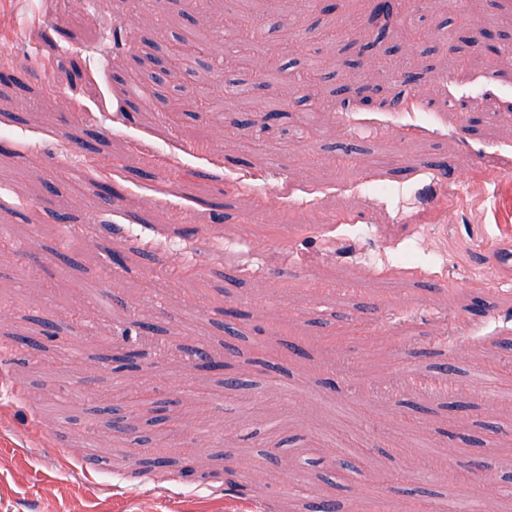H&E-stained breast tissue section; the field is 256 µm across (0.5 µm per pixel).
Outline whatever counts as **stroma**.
Instances as JSON below:
<instances>
[{
  "label": "stroma",
  "instance_id": "1",
  "mask_svg": "<svg viewBox=\"0 0 512 512\" xmlns=\"http://www.w3.org/2000/svg\"><path fill=\"white\" fill-rule=\"evenodd\" d=\"M464 8L473 28L451 31L448 0H405L424 34L408 62L390 42L367 44L385 23L368 0H342L332 16L313 0H106L101 16L87 0H68L64 13L55 0H0V50L12 59L0 67V300L13 303L0 336L42 343L25 363L0 360L14 389L0 395V512H304L285 492L286 468L333 456L342 423L360 436L353 471L335 488L306 479L344 512L395 500L400 472L408 487L448 493L447 475L430 466L448 451L442 432L477 431L482 416L448 413L411 378L429 374L428 353L447 335L475 373L456 380L459 399L481 402L476 386L491 379L512 387L498 346L512 338V274L498 271L512 250V56L475 44L485 24L512 33V0ZM247 12L265 18L261 42L225 40ZM56 26L69 39L53 37ZM327 28L344 39H322ZM145 32L181 39L191 69L146 83L132 110L123 83L154 52ZM71 57L82 75L62 91L50 61ZM276 57L321 63L305 135L299 112L268 128L230 122L263 95L223 93L225 59L247 82ZM203 86L225 111L192 108ZM360 89L372 100L367 120L336 107ZM89 132L98 170L75 144ZM147 140L153 153L140 150ZM444 159L464 183L432 170ZM96 175L114 186L111 203ZM65 229L71 265L52 252ZM108 247L121 265L103 263ZM477 297L489 316L469 313ZM227 308L243 314L235 354L224 347ZM45 319L56 338H44ZM138 321L157 331L132 370L122 356ZM188 337L259 392L225 390L223 375L187 358ZM290 342L304 356L289 354ZM130 384L162 402L166 424L185 427L171 456L201 460L214 479L189 485L147 469L131 437L101 422L112 406L142 418ZM495 409L503 435L458 452L452 468L483 459L487 476L466 492L495 491L494 512H512L500 493L512 472V398ZM288 436L293 448L269 456ZM243 459L253 464L246 489L229 491L222 473Z\"/></svg>",
  "mask_w": 512,
  "mask_h": 512
}]
</instances>
